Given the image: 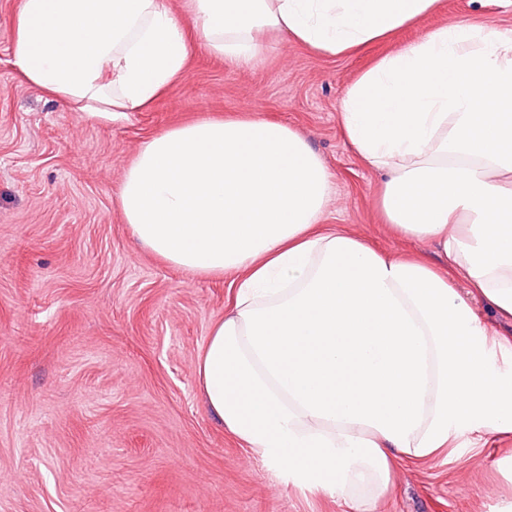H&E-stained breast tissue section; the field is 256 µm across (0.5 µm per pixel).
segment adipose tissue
<instances>
[{
    "label": "adipose tissue",
    "instance_id": "ef3b65f1",
    "mask_svg": "<svg viewBox=\"0 0 512 512\" xmlns=\"http://www.w3.org/2000/svg\"><path fill=\"white\" fill-rule=\"evenodd\" d=\"M439 0H21L22 77L112 120L152 106L193 41L235 65L280 36L355 55ZM342 133L383 172L382 223L435 242L441 265L320 231L321 158L294 128L248 114L147 140L119 194L149 250L202 276L237 271L230 311L196 362L207 408L285 484L374 512L399 458L464 434H512V28L466 20L377 59L348 87Z\"/></svg>",
    "mask_w": 512,
    "mask_h": 512
}]
</instances>
